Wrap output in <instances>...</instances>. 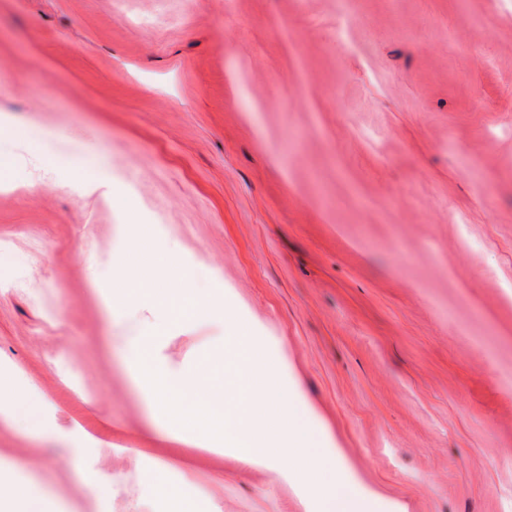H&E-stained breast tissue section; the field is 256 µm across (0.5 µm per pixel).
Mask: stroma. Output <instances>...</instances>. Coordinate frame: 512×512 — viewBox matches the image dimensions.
Listing matches in <instances>:
<instances>
[{
	"instance_id": "obj_1",
	"label": "stroma",
	"mask_w": 512,
	"mask_h": 512,
	"mask_svg": "<svg viewBox=\"0 0 512 512\" xmlns=\"http://www.w3.org/2000/svg\"><path fill=\"white\" fill-rule=\"evenodd\" d=\"M0 122L48 167L0 142V363L100 439L0 424L45 512H173L156 472L200 512H322L317 477L173 443L139 394L138 336L227 383L225 318L365 512H512V0H0ZM137 223L212 314L104 309ZM0 138L15 140L20 149L28 156L34 157L36 140L20 127L4 126L0 124Z\"/></svg>"
}]
</instances>
